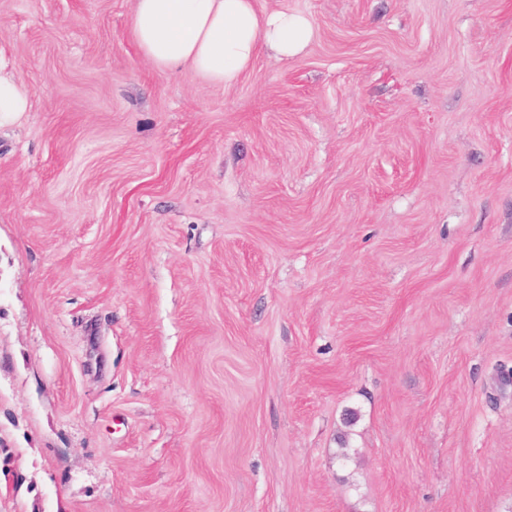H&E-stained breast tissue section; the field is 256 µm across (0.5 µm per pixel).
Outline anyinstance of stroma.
<instances>
[{
	"mask_svg": "<svg viewBox=\"0 0 512 512\" xmlns=\"http://www.w3.org/2000/svg\"><path fill=\"white\" fill-rule=\"evenodd\" d=\"M0 0V512H512V0ZM132 36L158 70L192 68L208 83L229 84L266 48L300 54L314 35L299 13H260L253 0H133ZM30 90L20 85L14 76L5 71L0 57V126L11 122L19 113L29 112Z\"/></svg>",
	"mask_w": 512,
	"mask_h": 512,
	"instance_id": "stroma-1",
	"label": "stroma"
}]
</instances>
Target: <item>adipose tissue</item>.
Listing matches in <instances>:
<instances>
[{"label": "adipose tissue", "mask_w": 512, "mask_h": 512, "mask_svg": "<svg viewBox=\"0 0 512 512\" xmlns=\"http://www.w3.org/2000/svg\"><path fill=\"white\" fill-rule=\"evenodd\" d=\"M314 35L299 13L258 12L253 0H133L132 36L158 70L192 68L206 82L229 84L262 49L300 54Z\"/></svg>", "instance_id": "obj_1"}]
</instances>
